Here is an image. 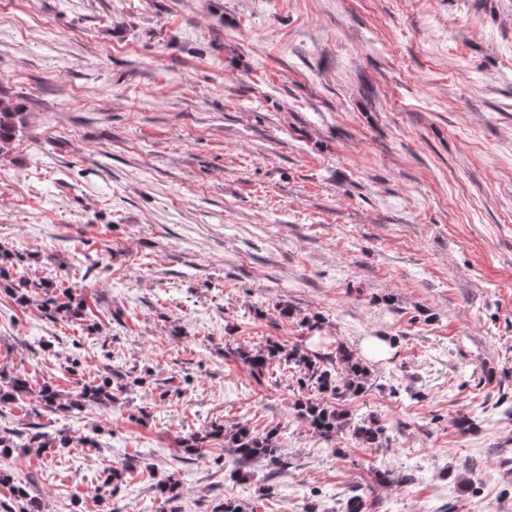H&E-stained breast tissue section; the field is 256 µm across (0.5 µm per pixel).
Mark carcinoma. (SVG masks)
Listing matches in <instances>:
<instances>
[{
	"mask_svg": "<svg viewBox=\"0 0 512 512\" xmlns=\"http://www.w3.org/2000/svg\"><path fill=\"white\" fill-rule=\"evenodd\" d=\"M21 112V106L10 99L0 98V152L8 149L16 137L15 117ZM52 285L46 281H32L20 278L18 285L12 289L17 301H27L30 293L41 290L50 293ZM68 291L61 296L49 297L42 304L44 313L49 316L74 315L80 307L68 300ZM237 356L246 365L252 375L260 378L269 373L273 365H285L295 371L297 381L314 390L319 395L330 398L328 402H318L305 397L296 402L298 416L304 419L316 434L333 439L346 427H352V434L367 448L382 447L386 426L378 418L370 417L352 422L348 413L334 403V399L347 394L357 395L365 391L370 373L366 365L358 360L352 351L340 345L336 355L325 356L314 352L309 354L298 346L288 348L275 341H267L260 347H240ZM30 392L28 380L19 374L7 375L0 372V405L12 403L24 393ZM41 404L49 408L72 413L82 410L88 404H109L112 402L110 381L102 383H79L76 393L63 396L51 385L43 386L37 395ZM212 440L224 441L228 448L224 466L230 468V475L241 473V467L253 461L264 459L277 470L288 469V456L279 453L278 430L257 434L245 425L228 429L224 425L212 424L201 433H196L186 440L185 450L194 451ZM68 441L52 437L43 432L24 433L22 431L0 429V457L7 458L17 449H30L40 453L47 448H65ZM13 501H0V512H43L40 500L30 494L26 485L12 487Z\"/></svg>",
	"mask_w": 512,
	"mask_h": 512,
	"instance_id": "cac0c4a2",
	"label": "carcinoma"
}]
</instances>
